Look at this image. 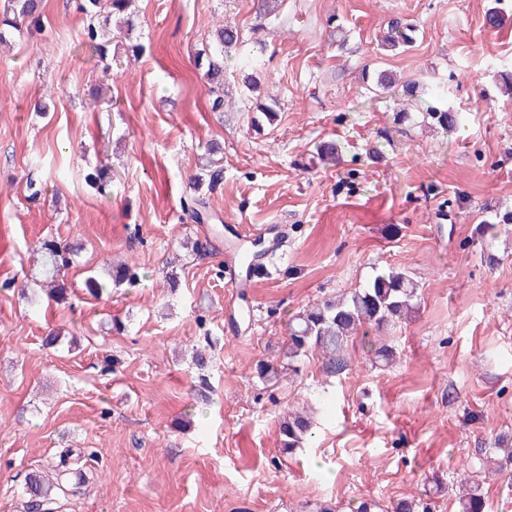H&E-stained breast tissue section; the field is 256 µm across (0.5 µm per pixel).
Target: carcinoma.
<instances>
[{"instance_id":"carcinoma-1","label":"carcinoma","mask_w":512,"mask_h":512,"mask_svg":"<svg viewBox=\"0 0 512 512\" xmlns=\"http://www.w3.org/2000/svg\"><path fill=\"white\" fill-rule=\"evenodd\" d=\"M97 0H80L77 8L91 18L82 32V39L99 56L107 55V47L100 42V33L107 26L108 19L102 23L94 22L93 8ZM43 23L41 0H8L4 7L0 27L16 31L40 28ZM241 42L240 30L226 26L217 30L214 44L207 46L197 59V66L203 69V77L209 85L210 108L219 112L224 106V53ZM412 42V37L403 31L400 25L391 26L384 38V45L396 50ZM424 120L442 130L456 127L459 117L449 111L435 107L427 108ZM223 180V170L207 169L190 178V188L197 192L191 197V206L187 207L194 220L200 219L199 208L206 205L205 198L199 195L202 188L212 189ZM71 251L67 244L48 240L42 244V262L39 283L47 299L58 304L68 300L65 283L60 281L61 272L70 264ZM110 282L120 285L137 279L127 265L112 267L108 272ZM108 282V283H110ZM108 283L89 276L85 288L93 297H99L108 288ZM418 285L401 270L390 268L377 274L369 284L351 292L340 299H328L300 315L296 323L289 325L286 357L293 361L306 355L310 350L321 352L325 359L326 372L334 374L344 367V355L353 342L355 335L364 325L382 330L390 323L408 316L415 308ZM311 429L309 419L300 414L290 416L280 423L284 449L291 451L298 447ZM81 454L72 449L60 452L55 462L54 481L47 482L39 472L30 474L26 480L23 496L28 512H52L54 501L76 493L77 484L69 480L70 475L81 473L77 465L81 464ZM458 512H484V497L477 486L466 489L459 496Z\"/></svg>"}]
</instances>
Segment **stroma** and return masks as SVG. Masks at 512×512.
Segmentation results:
<instances>
[{"label":"stroma","instance_id":"35a3bbf8","mask_svg":"<svg viewBox=\"0 0 512 512\" xmlns=\"http://www.w3.org/2000/svg\"><path fill=\"white\" fill-rule=\"evenodd\" d=\"M135 7L103 58L74 0L0 45V512H24L26 476L64 448L88 457L64 512H349L361 498L456 512L466 469L485 512H512V464L480 462L512 443V224L495 221L512 211V0ZM393 22L414 42L379 50ZM225 24L244 44L214 112L196 56ZM261 96L277 118L257 129ZM430 106L460 128L422 125ZM213 143L224 179L196 222L187 178ZM98 169L103 193L86 180ZM274 224L286 234L252 288L256 315L231 318L223 232L263 242ZM48 237L75 251L61 306L20 294ZM114 261L137 281L86 294ZM388 267L418 284L414 312L380 336L390 365L357 341L337 373L313 352L259 379L293 316ZM53 329L62 348L42 345ZM295 411L312 435L287 453L279 424Z\"/></svg>","mask_w":512,"mask_h":512}]
</instances>
